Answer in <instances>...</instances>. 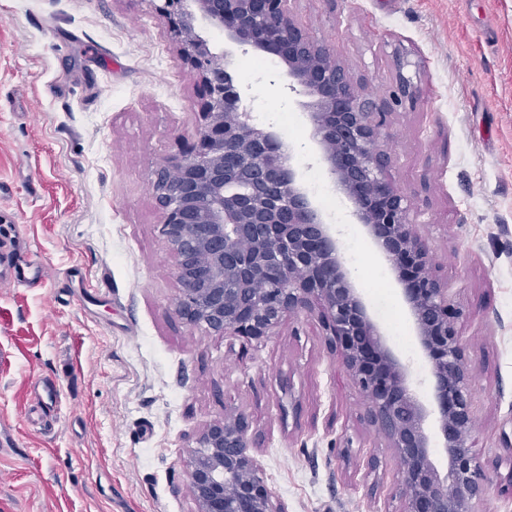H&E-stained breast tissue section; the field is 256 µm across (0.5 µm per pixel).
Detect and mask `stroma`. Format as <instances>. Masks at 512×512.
Here are the masks:
<instances>
[{
  "label": "stroma",
  "instance_id": "obj_1",
  "mask_svg": "<svg viewBox=\"0 0 512 512\" xmlns=\"http://www.w3.org/2000/svg\"><path fill=\"white\" fill-rule=\"evenodd\" d=\"M156 0H0V276L24 241L43 285L0 287V512H196L190 451L245 413L253 454L286 512H400V464L319 319L246 344L180 320L152 192L192 141L199 73ZM314 40L386 114L388 178L451 300L472 367L473 441L489 486L478 512H512L501 428L512 422V0H290ZM254 125L291 126L304 187L334 195L301 95L279 61L226 44ZM418 90L394 102L400 79ZM324 211L367 306L395 274L347 198ZM55 380L53 405L38 383ZM348 437L350 449L338 448ZM376 469H369V459Z\"/></svg>",
  "mask_w": 512,
  "mask_h": 512
}]
</instances>
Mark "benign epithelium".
Masks as SVG:
<instances>
[{
    "label": "benign epithelium",
    "instance_id": "1",
    "mask_svg": "<svg viewBox=\"0 0 512 512\" xmlns=\"http://www.w3.org/2000/svg\"><path fill=\"white\" fill-rule=\"evenodd\" d=\"M161 2L159 12L203 82L194 140L153 180L179 283L175 313L248 344L274 335L290 315L317 314L328 348L368 401L369 423L400 462L401 512H474L488 478L471 444L472 372L458 328L464 311L433 270L413 209L386 177L391 155L378 145L385 113L294 21L288 0ZM207 28L281 61L309 98L303 106L319 159L395 273L431 374L432 406L371 317L332 225L299 183L295 150L251 123L228 54L210 48ZM434 425L448 456L444 474L432 461ZM256 445L242 412L224 413V422L201 434L188 470L197 512H285L250 453Z\"/></svg>",
    "mask_w": 512,
    "mask_h": 512
}]
</instances>
